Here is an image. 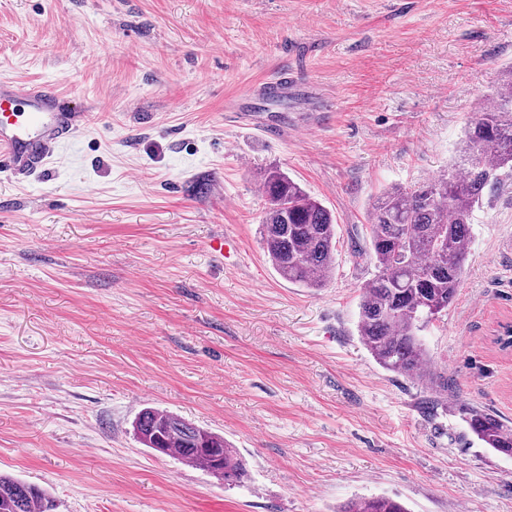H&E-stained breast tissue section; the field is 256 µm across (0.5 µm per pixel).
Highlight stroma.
<instances>
[{
  "instance_id": "1",
  "label": "stroma",
  "mask_w": 512,
  "mask_h": 512,
  "mask_svg": "<svg viewBox=\"0 0 512 512\" xmlns=\"http://www.w3.org/2000/svg\"><path fill=\"white\" fill-rule=\"evenodd\" d=\"M293 54L313 95L250 103L293 132L242 129L229 101ZM510 63L512 0H0V79L55 83L84 114L46 171L0 172V472L57 512H338L374 494L512 512V457L459 412L512 420V182L475 211L457 298L424 333L435 381L385 371L357 331L371 203L453 163ZM275 167L336 217L324 287L263 252ZM145 407L224 435L244 476L145 448Z\"/></svg>"
}]
</instances>
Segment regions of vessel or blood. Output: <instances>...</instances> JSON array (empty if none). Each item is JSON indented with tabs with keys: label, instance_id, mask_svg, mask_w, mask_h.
Here are the masks:
<instances>
[{
	"label": "vessel or blood",
	"instance_id": "1",
	"mask_svg": "<svg viewBox=\"0 0 512 512\" xmlns=\"http://www.w3.org/2000/svg\"><path fill=\"white\" fill-rule=\"evenodd\" d=\"M297 89L292 70L286 67L274 81L242 88L236 99H279ZM82 118L81 112L68 107L56 84L21 86L0 80V170L24 176L43 171L56 146L78 128Z\"/></svg>",
	"mask_w": 512,
	"mask_h": 512
}]
</instances>
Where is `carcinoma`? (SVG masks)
I'll return each mask as SVG.
<instances>
[{
    "label": "carcinoma",
    "mask_w": 512,
    "mask_h": 512,
    "mask_svg": "<svg viewBox=\"0 0 512 512\" xmlns=\"http://www.w3.org/2000/svg\"><path fill=\"white\" fill-rule=\"evenodd\" d=\"M475 111L458 159L437 178L384 190L369 211V248L377 273L363 288L358 331L384 370L412 380L433 377L423 332L455 301L470 255V220L484 197L512 176V64ZM261 186L268 208L262 221L265 256L285 281L321 288L335 268L336 217L278 169ZM470 432L486 448L512 456V423L479 406L461 408ZM145 447L219 480L244 475L237 449L224 436L176 413L142 409L133 425ZM53 496L0 473V512H55ZM343 512H409L388 496L359 497Z\"/></svg>",
    "instance_id": "1"
}]
</instances>
